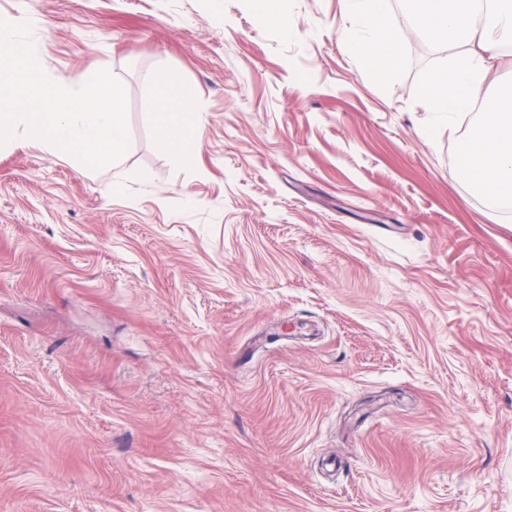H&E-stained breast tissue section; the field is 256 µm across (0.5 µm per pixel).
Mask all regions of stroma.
I'll return each mask as SVG.
<instances>
[{
	"label": "stroma",
	"mask_w": 512,
	"mask_h": 512,
	"mask_svg": "<svg viewBox=\"0 0 512 512\" xmlns=\"http://www.w3.org/2000/svg\"><path fill=\"white\" fill-rule=\"evenodd\" d=\"M282 9L0 0L129 129L92 175L0 145V512H512V206L422 101L455 53L380 74L340 0ZM195 99V89L190 85L182 84L178 88L181 112H171L172 99L168 91L162 87L157 95V114L162 122V136L168 146L183 157L195 153L200 141L199 129L190 120Z\"/></svg>",
	"instance_id": "obj_1"
}]
</instances>
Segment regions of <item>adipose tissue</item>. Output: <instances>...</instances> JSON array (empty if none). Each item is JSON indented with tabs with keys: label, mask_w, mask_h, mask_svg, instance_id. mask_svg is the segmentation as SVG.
<instances>
[{
	"label": "adipose tissue",
	"mask_w": 512,
	"mask_h": 512,
	"mask_svg": "<svg viewBox=\"0 0 512 512\" xmlns=\"http://www.w3.org/2000/svg\"><path fill=\"white\" fill-rule=\"evenodd\" d=\"M353 48L379 72L392 69L400 55V36L408 32L456 50L457 60L446 87L423 97L457 143L458 174L471 189L497 199L512 187V83L491 90L487 54L512 45V0H343ZM196 92L181 85L177 97L157 95L162 136L178 155L196 152L200 132L190 117Z\"/></svg>",
	"instance_id": "ef3b65f1"
}]
</instances>
